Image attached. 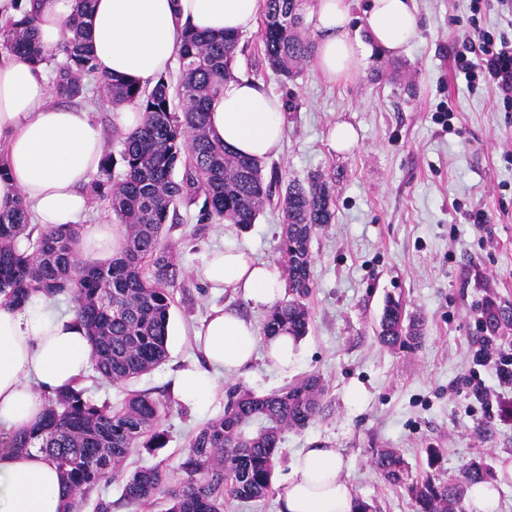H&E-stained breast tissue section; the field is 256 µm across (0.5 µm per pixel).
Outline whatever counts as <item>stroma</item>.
<instances>
[{"instance_id": "35a3bbf8", "label": "stroma", "mask_w": 512, "mask_h": 512, "mask_svg": "<svg viewBox=\"0 0 512 512\" xmlns=\"http://www.w3.org/2000/svg\"><path fill=\"white\" fill-rule=\"evenodd\" d=\"M416 0L418 35L397 57H373L349 80L331 83L311 66L293 78L265 67L259 30L242 34L234 73L281 97L286 130L281 152L264 160L265 171L283 180L319 173L334 190L335 218L311 245L316 286L308 300L311 321L292 371L280 373L264 358L219 378L220 392L204 409L177 401V371L204 357L193 331L212 307L229 306L262 325L265 309L233 292H213L192 274L206 255L234 241L260 260L279 264L282 211L267 206L255 223L201 224L197 207H180L164 236L180 266L171 287L168 356L151 372L113 385L89 373L82 388L97 401L120 406L129 391H147L169 403L163 448L132 452L126 472L157 464L178 468L195 433L224 412L228 388L257 395L282 389L309 374L324 379L323 409L301 430L284 433L276 464L275 492L252 502L228 500L224 512H276L293 457L320 441L341 448L357 495L380 512H413L406 489L386 482L373 465L378 450L392 448L411 477L427 470L426 451L443 457L436 474L458 478L471 462L498 485L499 512H512V423L484 408L467 387L470 353L478 339L476 319L484 296L495 297L502 335L512 344V111L498 104L492 87L467 90L453 73L456 41L476 24L512 40V0ZM452 106L446 128L436 119ZM359 136L348 153L330 149L338 122ZM485 211L489 224L471 216ZM402 301L425 325L415 348L379 343L376 329L386 300ZM364 389L352 404L351 386ZM122 486L100 484L79 503V512H164L163 496L132 510Z\"/></svg>"}]
</instances>
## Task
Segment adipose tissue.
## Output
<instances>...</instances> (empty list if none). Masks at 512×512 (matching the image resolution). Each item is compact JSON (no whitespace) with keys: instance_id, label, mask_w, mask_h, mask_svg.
Wrapping results in <instances>:
<instances>
[{"instance_id":"ef3b65f1","label":"adipose tissue","mask_w":512,"mask_h":512,"mask_svg":"<svg viewBox=\"0 0 512 512\" xmlns=\"http://www.w3.org/2000/svg\"><path fill=\"white\" fill-rule=\"evenodd\" d=\"M355 0H314L317 35L313 69L330 82L351 78L372 53L399 54L415 37L414 0H370L363 30L352 28ZM79 0H0V22L36 12L35 37L57 53ZM263 0H93L88 32L99 74L143 86L165 73L185 30L210 34L253 29ZM47 65L0 52V212L24 203L32 224H74L89 209L86 188L98 173L103 134L86 108L52 102ZM282 100L258 83L228 81L211 103L208 132L231 151L265 159L284 139ZM126 231L118 220L86 225L81 258L108 262L122 254ZM212 288L272 307L284 290L275 265L234 244L212 251L193 270ZM207 369L189 366L172 391L187 406L212 404L215 374L235 372L256 356L257 329L235 309L217 308L195 333ZM92 346L75 314L57 311L38 294L24 305L0 300V512H64L68 488L57 467L36 448L8 447L43 418L46 399L74 385L91 368ZM340 449L316 442L292 460L278 512H353L357 492L345 475Z\"/></svg>"}]
</instances>
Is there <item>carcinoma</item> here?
<instances>
[{"label": "carcinoma", "mask_w": 512, "mask_h": 512, "mask_svg": "<svg viewBox=\"0 0 512 512\" xmlns=\"http://www.w3.org/2000/svg\"><path fill=\"white\" fill-rule=\"evenodd\" d=\"M68 26L61 51L65 62L55 68V95L92 101L99 94L117 107L134 103L144 113L134 133L113 130L119 146L120 174L111 151L104 153L99 178L89 187L93 197L108 200L127 232L126 249L109 264L78 259L80 225L39 229L18 203L0 212V294L23 305L45 292L67 295L93 346L92 369L101 379L119 384L162 364L172 295L178 274L176 253L162 244L167 224L180 207L203 200L202 223H255L267 203L282 209L279 251L288 299L272 306L263 322L265 336L286 330L307 335V300L315 288L310 251L313 236L334 217L333 189L320 174L304 183L265 178L261 162L238 155L212 140L207 131L211 100L234 78L238 35L185 32L177 49L181 79L177 96L165 76L142 87L97 76L88 44L91 2L82 0ZM302 0H266L261 42L271 71L293 78L312 56L313 44L301 31ZM35 18L0 26V50L36 63L50 62L34 38ZM28 246L21 249L19 239ZM424 323L404 319L403 306L385 305L377 334L387 346L420 343ZM324 381L309 375L294 385L257 396L230 390L224 415L193 436L179 469L142 468L125 480L123 501L134 507L162 494L166 512H224V501L252 502L273 492L272 478L282 433L302 429L319 412ZM167 401L148 392L130 394L119 409L99 403L76 385L48 399L45 416L34 430L7 441L11 448H38L62 472L72 491L88 494L103 482L123 475L124 462L139 448H161ZM374 466L392 485L406 487L415 512H459L467 485L485 478L471 463L464 481H442L427 474L408 482L407 465L395 450L376 453Z\"/></svg>", "instance_id": "carcinoma-1"}]
</instances>
